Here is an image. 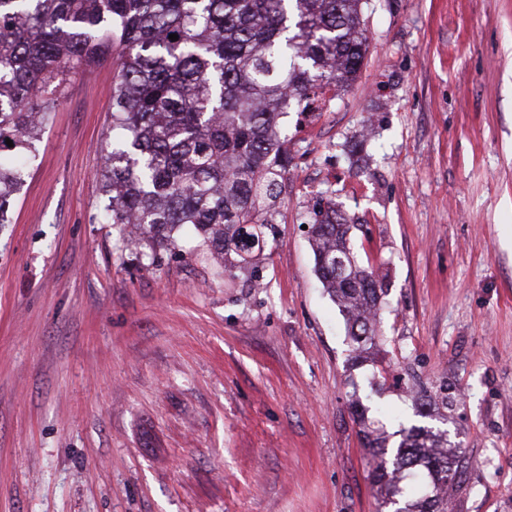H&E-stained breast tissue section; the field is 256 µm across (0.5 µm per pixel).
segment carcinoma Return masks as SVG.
<instances>
[{
	"mask_svg": "<svg viewBox=\"0 0 512 512\" xmlns=\"http://www.w3.org/2000/svg\"><path fill=\"white\" fill-rule=\"evenodd\" d=\"M367 51L361 0H0V224L70 75L112 60L103 222L119 227L122 246L151 252L191 225L217 264L256 283L290 164L281 118L354 83ZM355 228L328 199L308 234L351 361L373 363L385 291L358 259ZM350 405L377 459L379 505L448 512L459 473L448 430L403 427L387 460L386 424L359 398ZM454 405L444 383L417 415L443 423Z\"/></svg>",
	"mask_w": 512,
	"mask_h": 512,
	"instance_id": "1",
	"label": "carcinoma"
}]
</instances>
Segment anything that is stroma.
Instances as JSON below:
<instances>
[{"mask_svg": "<svg viewBox=\"0 0 512 512\" xmlns=\"http://www.w3.org/2000/svg\"><path fill=\"white\" fill-rule=\"evenodd\" d=\"M369 54L291 163L261 287L193 227L147 262L99 218L107 61L73 74L0 224V512H378L349 408L388 431L452 382L448 512H512V0H363ZM355 224L386 288L352 366L302 225Z\"/></svg>", "mask_w": 512, "mask_h": 512, "instance_id": "obj_1", "label": "stroma"}]
</instances>
